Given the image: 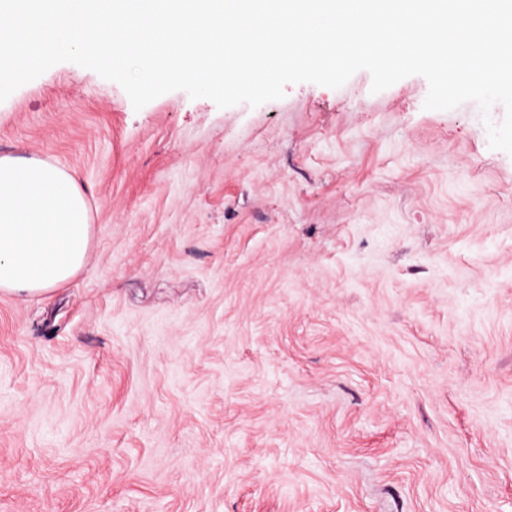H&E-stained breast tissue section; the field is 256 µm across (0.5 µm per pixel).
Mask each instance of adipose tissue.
<instances>
[{"label": "adipose tissue", "mask_w": 512, "mask_h": 512, "mask_svg": "<svg viewBox=\"0 0 512 512\" xmlns=\"http://www.w3.org/2000/svg\"><path fill=\"white\" fill-rule=\"evenodd\" d=\"M84 194L59 166L0 156V292L40 296L85 265L90 241Z\"/></svg>", "instance_id": "adipose-tissue-1"}]
</instances>
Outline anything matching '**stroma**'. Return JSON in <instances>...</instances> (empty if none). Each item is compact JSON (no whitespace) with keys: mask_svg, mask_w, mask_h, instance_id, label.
<instances>
[{"mask_svg":"<svg viewBox=\"0 0 512 512\" xmlns=\"http://www.w3.org/2000/svg\"><path fill=\"white\" fill-rule=\"evenodd\" d=\"M371 85L137 110L63 62L0 102L92 224L0 293V512H512L505 109Z\"/></svg>","mask_w":512,"mask_h":512,"instance_id":"stroma-1","label":"stroma"}]
</instances>
